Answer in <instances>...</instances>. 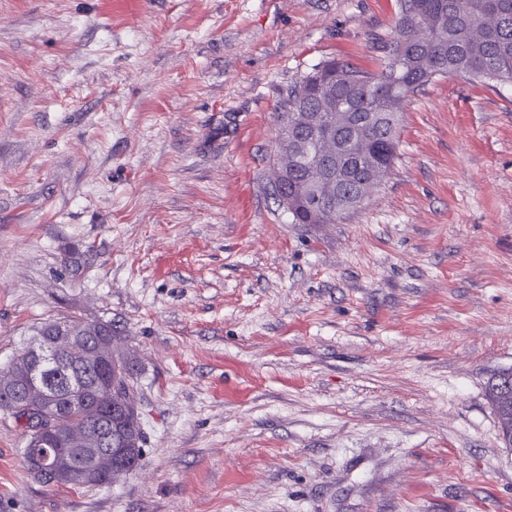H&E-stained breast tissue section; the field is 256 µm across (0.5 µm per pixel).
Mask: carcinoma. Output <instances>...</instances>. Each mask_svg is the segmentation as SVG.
I'll list each match as a JSON object with an SVG mask.
<instances>
[{
	"label": "carcinoma",
	"mask_w": 512,
	"mask_h": 512,
	"mask_svg": "<svg viewBox=\"0 0 512 512\" xmlns=\"http://www.w3.org/2000/svg\"><path fill=\"white\" fill-rule=\"evenodd\" d=\"M450 0H398L394 27L387 37L375 40L380 52L377 68L364 69L348 62L326 61L286 89L280 111L322 112L336 125L342 116L361 117V131L349 135L339 145L313 140L300 151L288 150V178L299 189V202L292 213L296 224H310L319 216L331 219L336 210L356 211L386 176L397 157L404 105L413 94L440 78L462 77L471 81L512 83V0H458L460 12L448 9ZM479 9L480 20H468L469 12ZM333 168L340 186L336 199L322 201L309 188L313 176L322 168ZM86 324L78 316L51 319L37 327L36 335L45 336L53 328L77 330ZM103 335L97 346L112 360V375L123 387L125 397L135 400L131 367L125 354L112 345L115 331L112 321L99 320ZM63 365L44 366L48 386L59 395L61 411L59 431L63 436L96 434L92 420L97 408L112 405V390L96 384L98 356L84 342H77L62 353ZM15 374L25 377L35 367L30 346L20 349L12 359ZM84 387V409L68 407L70 383ZM486 397L500 426L503 444L512 433V385L504 390L497 382L486 386ZM14 392L0 388V410L16 422L40 412L38 396L27 399V409L15 412L11 407ZM112 432L125 434L122 462L132 471L145 463L144 429L141 411L129 407L106 418ZM61 455L58 468L47 477L33 468L29 473L48 487H102L103 480L73 479L74 470L83 468L98 453L97 448L52 446Z\"/></svg>",
	"instance_id": "obj_1"
}]
</instances>
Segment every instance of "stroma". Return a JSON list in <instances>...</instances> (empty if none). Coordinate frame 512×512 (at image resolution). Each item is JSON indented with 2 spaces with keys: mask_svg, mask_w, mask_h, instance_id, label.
Here are the masks:
<instances>
[{
  "mask_svg": "<svg viewBox=\"0 0 512 512\" xmlns=\"http://www.w3.org/2000/svg\"><path fill=\"white\" fill-rule=\"evenodd\" d=\"M0 0V370L111 320L146 463L36 483L0 414V512H512L485 396L512 368V83H429L361 208L296 224L282 94L373 66L396 0ZM90 259L71 267V251Z\"/></svg>",
  "mask_w": 512,
  "mask_h": 512,
  "instance_id": "stroma-1",
  "label": "stroma"
}]
</instances>
